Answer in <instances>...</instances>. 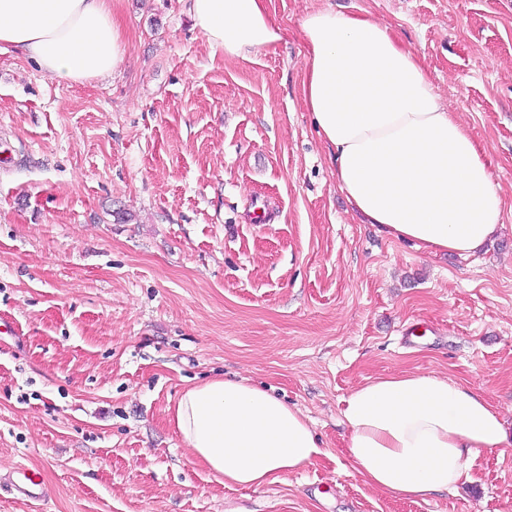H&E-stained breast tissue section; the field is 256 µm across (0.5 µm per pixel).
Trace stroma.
<instances>
[{
	"mask_svg": "<svg viewBox=\"0 0 512 512\" xmlns=\"http://www.w3.org/2000/svg\"><path fill=\"white\" fill-rule=\"evenodd\" d=\"M328 7L387 26L485 149L503 226L476 253L393 239L339 189L301 93V20ZM114 11V77L66 86L0 49V466L50 488L0 489V512H512V447L393 498L347 461L342 414L368 378L436 372L512 436V0H270L283 40L247 60L212 54L186 0ZM217 376L272 389L328 456L218 482L168 422ZM6 482L17 497L28 501H40L49 494V489L43 478L22 462H15L2 474L0 483Z\"/></svg>",
	"mask_w": 512,
	"mask_h": 512,
	"instance_id": "35a3bbf8",
	"label": "stroma"
}]
</instances>
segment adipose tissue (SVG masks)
I'll use <instances>...</instances> for the list:
<instances>
[{
    "mask_svg": "<svg viewBox=\"0 0 512 512\" xmlns=\"http://www.w3.org/2000/svg\"><path fill=\"white\" fill-rule=\"evenodd\" d=\"M187 5L212 51L225 57L246 59L283 39L267 0ZM301 27L302 97L351 206L431 254L481 248L501 228L503 200L484 149L443 104L417 55L379 23L331 8L306 14ZM1 45L66 85L116 75L127 54L112 0H0ZM343 416L350 465L390 496L453 488L470 455L507 442L497 407L436 373L368 379L346 398ZM170 420L196 460L240 487L328 453L299 410L243 379L186 388Z\"/></svg>",
    "mask_w": 512,
    "mask_h": 512,
    "instance_id": "ef3b65f1",
    "label": "adipose tissue"
}]
</instances>
